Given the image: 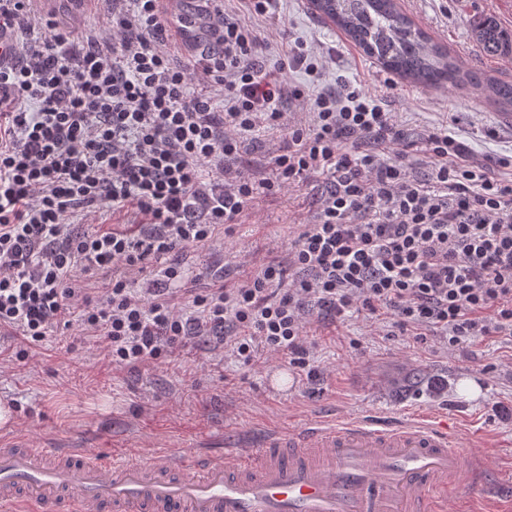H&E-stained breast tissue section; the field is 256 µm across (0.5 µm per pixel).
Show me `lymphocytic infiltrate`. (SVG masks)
I'll return each mask as SVG.
<instances>
[{
	"label": "lymphocytic infiltrate",
	"mask_w": 512,
	"mask_h": 512,
	"mask_svg": "<svg viewBox=\"0 0 512 512\" xmlns=\"http://www.w3.org/2000/svg\"><path fill=\"white\" fill-rule=\"evenodd\" d=\"M35 0H0L13 55L0 66V357L27 358L50 333L78 326L108 367H138L206 339L252 364L286 353L315 376L307 318L386 313L400 335L432 332L449 347L512 337V173L477 160L436 128L414 142L395 115L356 88L309 96L279 79L308 50L267 69L263 43L213 0L193 67L177 57L164 0H103L111 35L73 47ZM224 89L222 104L192 81ZM305 107L291 120L282 103ZM284 136L271 174L233 164L245 136ZM425 153L429 179L405 159ZM320 176L325 190L286 261L237 286L185 291L174 254L229 235L256 199ZM132 224L84 223L101 209ZM151 287L134 282L148 268Z\"/></svg>",
	"instance_id": "obj_1"
}]
</instances>
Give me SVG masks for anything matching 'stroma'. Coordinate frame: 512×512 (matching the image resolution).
<instances>
[{"instance_id":"stroma-1","label":"stroma","mask_w":512,"mask_h":512,"mask_svg":"<svg viewBox=\"0 0 512 512\" xmlns=\"http://www.w3.org/2000/svg\"><path fill=\"white\" fill-rule=\"evenodd\" d=\"M398 6L461 70L512 82V61L485 54L471 34L472 21L484 15L512 29V0H398ZM225 9L257 30L266 65L295 43L320 57L318 83L301 70L285 71L287 83L312 94L351 86L394 112L412 138L445 126L467 140L478 159L512 158V124L501 120L483 87L430 88L395 76L314 11L310 0H274L268 18L247 13L238 0H227ZM248 141L236 161L246 170L267 168L284 143L280 132L263 128ZM317 196L304 184L261 197L224 242L177 251L186 287H207L216 276L237 284L269 260L286 257ZM307 331L321 371L314 382L285 354L265 351L245 366L202 341L151 365L111 372L103 348L70 328L47 337L39 355L0 362V400L13 412L12 423L0 425V444L77 443L105 451L138 448L147 456L193 442L221 451L318 418L359 414L396 422L436 410L456 415L462 441L482 433L491 476L512 467L511 340L495 336L449 350L436 336L417 342L384 335L382 324L357 315L336 322L314 318Z\"/></svg>"}]
</instances>
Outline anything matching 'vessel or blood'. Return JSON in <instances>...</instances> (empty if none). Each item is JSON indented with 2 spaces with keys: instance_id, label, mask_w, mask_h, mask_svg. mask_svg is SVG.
Masks as SVG:
<instances>
[{
  "instance_id": "1",
  "label": "vessel or blood",
  "mask_w": 512,
  "mask_h": 512,
  "mask_svg": "<svg viewBox=\"0 0 512 512\" xmlns=\"http://www.w3.org/2000/svg\"><path fill=\"white\" fill-rule=\"evenodd\" d=\"M180 2L166 0L167 14L190 46ZM466 477L486 484L478 440L461 443L425 414L390 428L352 416L221 454L1 445L0 512H445Z\"/></svg>"
}]
</instances>
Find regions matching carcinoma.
Returning a JSON list of instances; mask_svg holds the SVG:
<instances>
[{
  "mask_svg": "<svg viewBox=\"0 0 512 512\" xmlns=\"http://www.w3.org/2000/svg\"><path fill=\"white\" fill-rule=\"evenodd\" d=\"M314 6L330 17L367 55L383 67L416 83L437 87L470 81L461 73L446 49L429 42L425 33L398 7L397 0H314ZM482 50L492 56L512 55V32L486 15L473 22ZM490 97L512 107V84L490 81Z\"/></svg>",
  "mask_w": 512,
  "mask_h": 512,
  "instance_id": "cac0c4a2",
  "label": "carcinoma"
}]
</instances>
